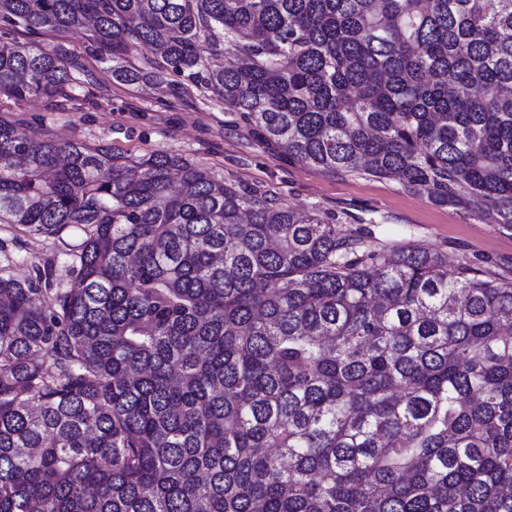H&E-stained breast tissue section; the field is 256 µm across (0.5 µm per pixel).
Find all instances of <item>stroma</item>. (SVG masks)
Listing matches in <instances>:
<instances>
[{"mask_svg": "<svg viewBox=\"0 0 512 512\" xmlns=\"http://www.w3.org/2000/svg\"><path fill=\"white\" fill-rule=\"evenodd\" d=\"M36 40L66 51L75 64L76 84L51 101L0 97V121L59 142L106 146L128 159L176 154L248 194L317 212L362 235L366 249L408 244L446 253L485 277L512 281L511 226L461 206L435 205L394 179L327 172L291 161L283 149L248 136L240 113L185 76L166 73L160 88L116 82L83 31L44 33ZM79 240L72 231L57 238L0 224V274L24 280L35 267L48 264L52 288L67 287L73 275L65 246Z\"/></svg>", "mask_w": 512, "mask_h": 512, "instance_id": "obj_1", "label": "stroma"}]
</instances>
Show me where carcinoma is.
Masks as SVG:
<instances>
[{"label":"carcinoma","instance_id":"carcinoma-1","mask_svg":"<svg viewBox=\"0 0 512 512\" xmlns=\"http://www.w3.org/2000/svg\"><path fill=\"white\" fill-rule=\"evenodd\" d=\"M0 21L86 30L103 63L152 47L295 161L512 226V0H0ZM73 81L61 50L0 40L1 96ZM0 224L81 233L51 303L44 274H0V512H512V282L368 251L179 155L1 122Z\"/></svg>","mask_w":512,"mask_h":512}]
</instances>
